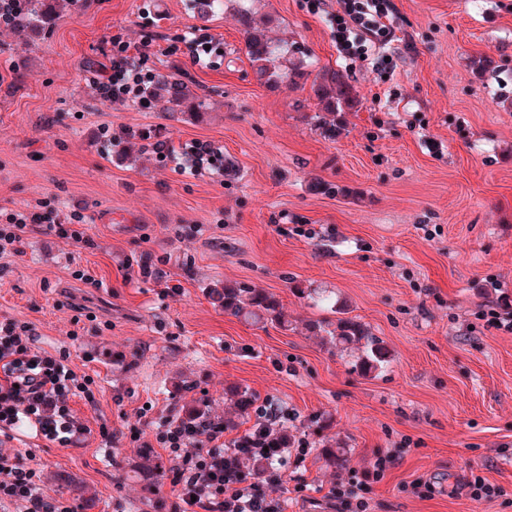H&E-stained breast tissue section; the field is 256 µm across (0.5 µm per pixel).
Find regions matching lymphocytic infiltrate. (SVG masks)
Listing matches in <instances>:
<instances>
[{
	"label": "lymphocytic infiltrate",
	"mask_w": 512,
	"mask_h": 512,
	"mask_svg": "<svg viewBox=\"0 0 512 512\" xmlns=\"http://www.w3.org/2000/svg\"><path fill=\"white\" fill-rule=\"evenodd\" d=\"M329 15L339 56L363 61L378 73L390 72L385 48L394 38L391 0H336ZM148 46L133 49L119 44L112 54L107 87L113 99L141 98L155 74L147 69ZM82 223L78 214L18 211L6 214L9 229L0 238L7 245L21 242L34 225L53 228L59 221ZM93 379L77 375L63 358L39 350L34 330L25 322H0V432L7 434L23 425L34 427L38 436L64 446L84 430L68 399L89 396ZM206 436L208 445L193 447L192 441ZM172 466L168 480L175 495V512H284L280 499L271 495L288 475L287 460L259 474L224 464V421L207 417L197 426L183 427L174 417L163 419L155 434ZM396 454H380L363 471H350L326 494L333 512H367L368 496L375 483L394 467ZM36 473L24 465L19 454L0 451V502L18 512H81L78 504L49 501L40 493Z\"/></svg>",
	"instance_id": "f902f5d3"
}]
</instances>
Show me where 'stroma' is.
<instances>
[{"label": "stroma", "mask_w": 512, "mask_h": 512, "mask_svg": "<svg viewBox=\"0 0 512 512\" xmlns=\"http://www.w3.org/2000/svg\"><path fill=\"white\" fill-rule=\"evenodd\" d=\"M392 3L385 79L346 66L307 0L247 2L270 19L269 37L302 48L282 59L289 77L277 84L252 71L236 0L207 22L190 0H78L46 31L0 26V214L85 217L84 241L36 227L0 254V321L30 323L37 347L94 379L91 398L70 401L86 428L76 443L0 436L45 498L69 500L54 480L65 471L94 491V512H173L166 478L147 488L130 474L187 383L214 417L234 416L232 385L301 428L331 415L278 491L286 512H330L337 475L320 450L337 442L351 469L401 454L368 512H512V333L479 318L512 302V0ZM146 9L161 15L154 26ZM192 30L223 48L214 68L170 53ZM118 34L148 43L155 72L206 94V112L100 97ZM479 56L489 70L474 69ZM324 68L344 70L357 97L333 140L312 121ZM144 128L175 148L210 143L234 176L179 169ZM216 281L274 293L289 328L225 314L206 295ZM302 288L335 297L390 363L366 375L331 349ZM474 473L507 497L471 498ZM418 478L431 496L409 491Z\"/></svg>", "instance_id": "stroma-1"}]
</instances>
